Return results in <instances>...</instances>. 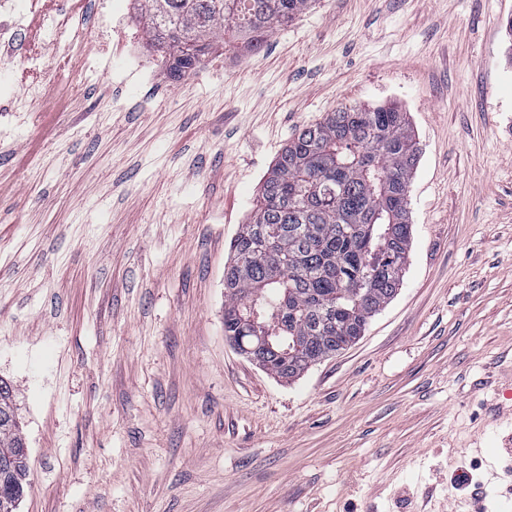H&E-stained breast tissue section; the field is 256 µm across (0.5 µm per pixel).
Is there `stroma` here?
Segmentation results:
<instances>
[{
    "instance_id": "1",
    "label": "stroma",
    "mask_w": 512,
    "mask_h": 512,
    "mask_svg": "<svg viewBox=\"0 0 512 512\" xmlns=\"http://www.w3.org/2000/svg\"><path fill=\"white\" fill-rule=\"evenodd\" d=\"M119 27L39 0L43 112L0 99V378L17 512H512V0H316L173 80ZM398 103L412 245L364 335L299 378L224 336V267L265 176L343 105ZM79 33L74 27L72 14L62 12L55 19L50 35L55 46H69L79 36ZM14 390L12 386L0 379V420L3 412L2 408H6L12 415L14 422L9 428H5L0 423V454L4 448H27L24 438L21 435V427L15 413ZM28 473L27 461H21L12 469L0 468V490L8 491L17 501V506L24 493V485ZM14 511L15 512L16 508Z\"/></svg>"
}]
</instances>
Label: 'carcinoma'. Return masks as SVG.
<instances>
[{
    "mask_svg": "<svg viewBox=\"0 0 512 512\" xmlns=\"http://www.w3.org/2000/svg\"><path fill=\"white\" fill-rule=\"evenodd\" d=\"M316 0H138L147 41L175 79L194 72L226 38L256 48ZM419 148L395 104L342 106L303 128L268 171L253 220L231 243L224 270V336L258 346L247 304L274 330L253 360L292 381L364 335L402 282L411 248L408 193ZM0 379V414L15 413ZM19 421L0 424V450L24 448ZM27 462L0 468V490L20 500Z\"/></svg>",
    "mask_w": 512,
    "mask_h": 512,
    "instance_id": "carcinoma-1",
    "label": "carcinoma"
}]
</instances>
